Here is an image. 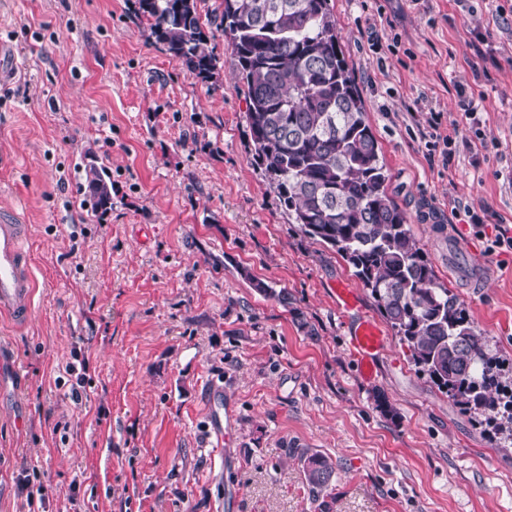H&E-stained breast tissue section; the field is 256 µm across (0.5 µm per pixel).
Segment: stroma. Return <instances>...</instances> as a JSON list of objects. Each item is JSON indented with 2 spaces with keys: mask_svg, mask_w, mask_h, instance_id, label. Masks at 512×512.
I'll list each match as a JSON object with an SVG mask.
<instances>
[{
  "mask_svg": "<svg viewBox=\"0 0 512 512\" xmlns=\"http://www.w3.org/2000/svg\"><path fill=\"white\" fill-rule=\"evenodd\" d=\"M133 3L0 0V210L29 225L35 279L27 321L0 315V512H319L295 448L335 463L329 512H512V442L418 373L392 328L360 376L336 305L356 279L255 163L230 49L209 89ZM331 5L389 194L511 364L512 249L494 242L512 237V0ZM433 112L441 133L497 146L436 143ZM90 151L112 180L104 214ZM88 194L96 211L106 213L112 208V181L104 168L94 161L85 166Z\"/></svg>",
  "mask_w": 512,
  "mask_h": 512,
  "instance_id": "obj_1",
  "label": "stroma"
}]
</instances>
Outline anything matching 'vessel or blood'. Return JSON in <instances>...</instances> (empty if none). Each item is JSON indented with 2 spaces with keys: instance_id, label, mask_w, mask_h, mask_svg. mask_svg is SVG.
Instances as JSON below:
<instances>
[{
  "instance_id": "obj_1",
  "label": "vessel or blood",
  "mask_w": 512,
  "mask_h": 512,
  "mask_svg": "<svg viewBox=\"0 0 512 512\" xmlns=\"http://www.w3.org/2000/svg\"><path fill=\"white\" fill-rule=\"evenodd\" d=\"M28 236V226L16 213L0 214V313L20 320L31 310L35 288L25 251ZM384 344L378 324L359 315L349 329L348 347L362 377H373Z\"/></svg>"
}]
</instances>
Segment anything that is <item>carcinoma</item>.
Segmentation results:
<instances>
[{"label": "carcinoma", "mask_w": 512, "mask_h": 512, "mask_svg": "<svg viewBox=\"0 0 512 512\" xmlns=\"http://www.w3.org/2000/svg\"><path fill=\"white\" fill-rule=\"evenodd\" d=\"M205 32L197 0H136L149 38L199 82H219L212 41L221 33L246 87L245 120L254 160L275 185L300 233L335 250L370 289L410 360L461 410L480 414L512 439V377L487 337L439 284L387 174L352 70L336 34L330 0H223ZM95 210L112 209V181L85 166ZM308 493L327 508L336 465L297 455Z\"/></svg>", "instance_id": "1"}]
</instances>
